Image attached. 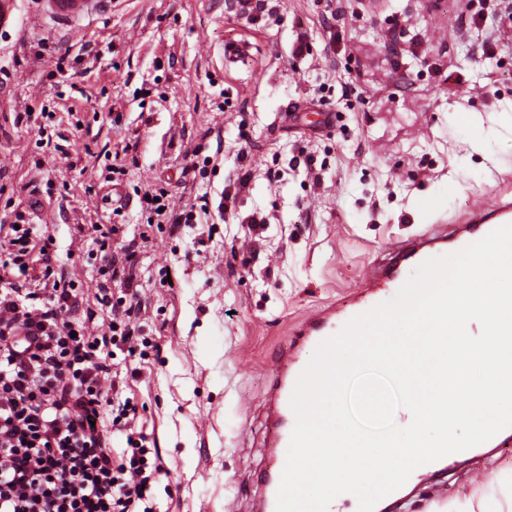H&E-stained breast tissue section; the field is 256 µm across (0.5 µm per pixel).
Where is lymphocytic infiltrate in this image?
<instances>
[{
  "instance_id": "lymphocytic-infiltrate-1",
  "label": "lymphocytic infiltrate",
  "mask_w": 512,
  "mask_h": 512,
  "mask_svg": "<svg viewBox=\"0 0 512 512\" xmlns=\"http://www.w3.org/2000/svg\"><path fill=\"white\" fill-rule=\"evenodd\" d=\"M167 198L163 187L144 191L147 224L176 233L208 207L203 196L179 210ZM15 223L14 236L0 239V512H153L167 470L106 353L132 354L145 342L133 324L140 245L133 238L103 255L98 302L110 321L97 336L74 318L79 286L57 265L51 238L32 243L24 213ZM111 435L122 439L120 453L109 448Z\"/></svg>"
}]
</instances>
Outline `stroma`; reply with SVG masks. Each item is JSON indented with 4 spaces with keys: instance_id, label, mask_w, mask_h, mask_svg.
I'll return each mask as SVG.
<instances>
[{
    "instance_id": "obj_1",
    "label": "stroma",
    "mask_w": 512,
    "mask_h": 512,
    "mask_svg": "<svg viewBox=\"0 0 512 512\" xmlns=\"http://www.w3.org/2000/svg\"><path fill=\"white\" fill-rule=\"evenodd\" d=\"M328 5L251 0L245 16L237 0H112L75 37L20 0L17 23L0 28L11 75L0 92V225L31 211L34 236H51L81 282L92 332L109 323L95 298L104 262L93 225L132 238L146 220L138 192L151 185L179 207L209 199L206 223L175 235L152 227L137 254L136 325L156 347L114 359L169 471L153 512H251L270 464V363L294 321L349 304L392 240L481 196L512 197V20L489 59L468 27L478 0H351L327 25ZM233 39L251 43V63L225 67ZM87 40L98 59L81 75L74 57ZM27 107L52 117L14 125ZM42 127L68 138L67 153L40 152ZM129 142L136 166L102 181V153ZM192 156L212 162L184 172ZM242 168L248 186L221 209ZM508 478L512 439L414 476L387 512H447L459 496L503 495Z\"/></svg>"
}]
</instances>
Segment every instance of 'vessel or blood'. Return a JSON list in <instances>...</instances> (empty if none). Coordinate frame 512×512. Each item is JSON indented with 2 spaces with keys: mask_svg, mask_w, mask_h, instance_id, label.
Segmentation results:
<instances>
[{
  "mask_svg": "<svg viewBox=\"0 0 512 512\" xmlns=\"http://www.w3.org/2000/svg\"><path fill=\"white\" fill-rule=\"evenodd\" d=\"M41 10L55 27L78 34L79 21L111 13L112 0H40ZM512 224V199L491 196L473 206L453 224H433L388 248V260L371 264L355 293V303L344 309L328 304L304 314L290 330L289 345L272 362L273 380L265 397L269 455L276 465L264 475L265 492L257 498L253 512H276L277 493L296 423L290 400L297 379L320 342L337 334L346 323L375 306L387 302L406 282L409 268L419 266L437 253L449 254L486 237L493 230Z\"/></svg>",
  "mask_w": 512,
  "mask_h": 512,
  "instance_id": "1",
  "label": "vessel or blood"
}]
</instances>
